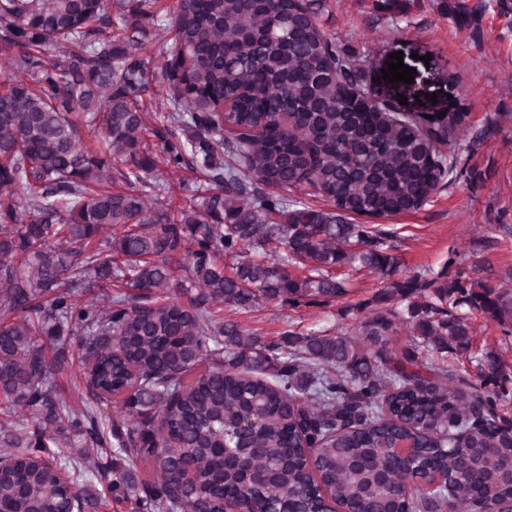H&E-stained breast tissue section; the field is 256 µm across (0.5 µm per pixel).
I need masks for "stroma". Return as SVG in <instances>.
Returning a JSON list of instances; mask_svg holds the SVG:
<instances>
[{"label":"stroma","mask_w":512,"mask_h":512,"mask_svg":"<svg viewBox=\"0 0 512 512\" xmlns=\"http://www.w3.org/2000/svg\"><path fill=\"white\" fill-rule=\"evenodd\" d=\"M474 7L471 20L455 17L456 0H325L319 22L328 35L363 64L366 82L377 95H404L408 110L434 114L458 110L469 124L460 131V178L438 190L420 210L382 219L398 233L396 253L403 274L457 275L479 265L480 276L512 275V0H465ZM167 41L152 28L142 39L140 55L150 88L142 99L149 112L162 110L167 83L162 71ZM403 52L414 68L412 83L389 82L382 71L390 54ZM430 62H423V55ZM492 237L496 245L484 249ZM349 302L294 307L264 302L249 311L224 307L217 320L232 319L260 336L281 340L289 330L315 329L336 334L364 317L382 287L366 272L352 279ZM58 341L69 360L55 382L72 408L87 400L84 351L77 335ZM108 449L92 452L87 476L79 486L99 491L97 512H128L107 490L113 464L123 462L115 442L127 429L120 397L104 404Z\"/></svg>","instance_id":"stroma-1"}]
</instances>
